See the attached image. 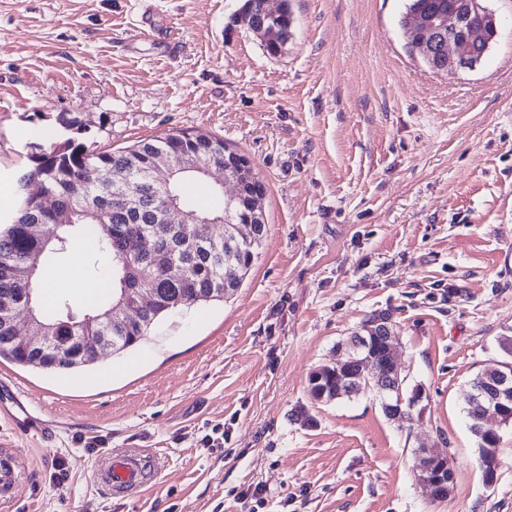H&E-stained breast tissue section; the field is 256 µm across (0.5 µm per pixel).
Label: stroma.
Segmentation results:
<instances>
[{
	"label": "stroma",
	"mask_w": 512,
	"mask_h": 512,
	"mask_svg": "<svg viewBox=\"0 0 512 512\" xmlns=\"http://www.w3.org/2000/svg\"><path fill=\"white\" fill-rule=\"evenodd\" d=\"M290 4L272 57L237 25L243 0H0L1 218L50 145L195 130L249 157L267 224L232 295L131 351L64 372L0 357L56 422L44 447L0 421L20 467L0 512H512V429L485 486L464 401L512 336V0H490L498 35L458 74L409 56L405 0ZM82 263L47 264L79 309L102 296H82ZM380 312L427 393L403 425L374 395L310 394V372ZM126 448L155 460L130 496L96 477ZM419 448L452 458L446 499L418 484Z\"/></svg>",
	"instance_id": "obj_1"
}]
</instances>
